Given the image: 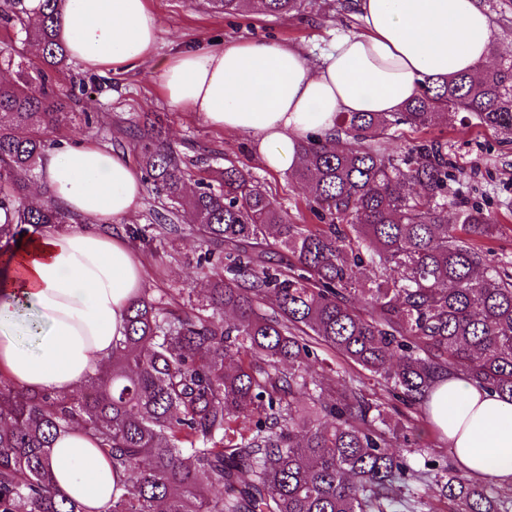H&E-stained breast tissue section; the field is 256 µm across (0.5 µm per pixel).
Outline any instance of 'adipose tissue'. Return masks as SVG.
Here are the masks:
<instances>
[{"label": "adipose tissue", "mask_w": 512, "mask_h": 512, "mask_svg": "<svg viewBox=\"0 0 512 512\" xmlns=\"http://www.w3.org/2000/svg\"><path fill=\"white\" fill-rule=\"evenodd\" d=\"M359 30L314 61L298 45L251 40L157 54L160 20L147 0H66L59 38L85 69L151 64L168 102L216 128L249 136L266 167L300 163V146L329 135L340 112H395L426 82L476 72L489 59L491 21L479 0H358ZM39 183L81 222L45 224L0 269V378L26 392L73 391L112 357L129 305L145 289L137 251L103 224L141 206V171L127 154L87 139L47 150ZM425 410L471 477L512 486V399L464 377L439 382ZM58 488L87 512H106L112 469L75 428L52 450Z\"/></svg>", "instance_id": "obj_1"}]
</instances>
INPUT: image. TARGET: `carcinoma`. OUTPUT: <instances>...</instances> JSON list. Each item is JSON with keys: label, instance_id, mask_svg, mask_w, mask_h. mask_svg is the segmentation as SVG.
I'll list each match as a JSON object with an SVG mask.
<instances>
[{"label": "carcinoma", "instance_id": "cac0c4a2", "mask_svg": "<svg viewBox=\"0 0 512 512\" xmlns=\"http://www.w3.org/2000/svg\"><path fill=\"white\" fill-rule=\"evenodd\" d=\"M65 0H0V241L27 225L72 224L54 203L24 204L26 179L60 141L75 111L59 75ZM228 15L252 7L301 15L311 0H203ZM36 45L25 65L20 47ZM512 142V59L477 80L457 74L427 85L399 112H339L335 133L301 146L292 177L307 189L315 224H291L244 170L208 166L187 192L189 162L146 114L129 129L145 188L166 201L156 221L184 214L213 266L206 303L173 311L149 293L127 310L112 363L79 393H24L0 380V512H86L56 488L51 448L81 426L112 465L108 512H434L418 485L435 482L450 512H512V488L458 476L449 465L414 468L398 448L404 413L355 387L326 400L309 373L315 346L333 349L380 380L409 410L440 378L462 374L512 397V271L477 246L500 231L479 209L448 223V152L422 139L402 159L384 152L391 129L426 131L459 114ZM290 254L265 248L268 235ZM379 269L359 277L366 265ZM368 300L361 313L357 297ZM274 298L268 313L265 301Z\"/></svg>", "mask_w": 512, "mask_h": 512}]
</instances>
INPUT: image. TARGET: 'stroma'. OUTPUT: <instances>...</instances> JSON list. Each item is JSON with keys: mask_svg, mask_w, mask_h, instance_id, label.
Returning <instances> with one entry per match:
<instances>
[{"mask_svg": "<svg viewBox=\"0 0 512 512\" xmlns=\"http://www.w3.org/2000/svg\"><path fill=\"white\" fill-rule=\"evenodd\" d=\"M150 5L161 20L157 52L162 57L173 55L189 44L262 38L295 43L315 57L330 47L338 33L362 27L354 9L355 0H342L339 6L326 11L312 10L300 17H278L253 10L234 15L211 14L202 8L201 0H150ZM66 78L85 83L78 111L105 117L104 126L97 128L65 124L62 133L67 140L93 138L108 149L129 153L133 142L128 131L136 117L144 112L161 113L166 119V135L181 155L196 158L220 154L224 162L243 167L260 181L287 211L291 223H312L306 191L292 179L290 172H270L260 157L254 155L250 140L211 127L199 113L174 109L154 81L150 67L113 73L74 64ZM434 133L448 142L452 175L449 215H456V205L460 202L494 214L503 230L488 244L490 257L497 262L512 261V144L466 118L456 120L449 129L435 128ZM131 245L145 260L146 288L154 299L172 309H187L202 303L208 282L205 269L197 261L207 246L189 219H182L177 231L161 233L153 243L135 239ZM317 353V359L309 363L310 371L330 388L353 385L369 400H385L383 386L361 367L322 346ZM410 418L411 438L415 443L411 460L447 462L451 455L447 439L423 411H414Z\"/></svg>", "mask_w": 512, "mask_h": 512, "instance_id": "1", "label": "stroma"}]
</instances>
